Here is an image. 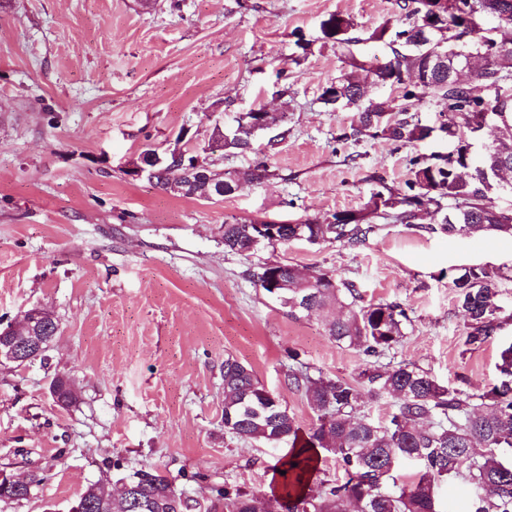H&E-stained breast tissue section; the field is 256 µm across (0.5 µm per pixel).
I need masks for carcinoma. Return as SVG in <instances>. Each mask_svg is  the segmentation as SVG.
I'll return each instance as SVG.
<instances>
[{"mask_svg":"<svg viewBox=\"0 0 512 512\" xmlns=\"http://www.w3.org/2000/svg\"><path fill=\"white\" fill-rule=\"evenodd\" d=\"M399 13L369 36L392 46V57L373 64L350 58L349 69L322 89L320 102L330 112L357 110L355 136L385 139L400 147L413 146L443 132L452 123L486 118L499 137L479 152L454 141L446 157L416 155L410 159L411 178L404 187L373 193L364 208L342 211L327 224H280L278 236L266 245L293 240L310 244L340 242L351 248L366 242L375 225L367 216L382 210L410 224L418 213L433 209L439 229L450 235L491 231L512 236V208H501L494 197L512 184L501 183L512 170V0H399ZM353 20L331 13L322 20V40L336 45L353 42ZM486 55L489 64L469 83L458 81L469 56ZM373 74V83L402 89L403 116H392L389 101L370 95L359 72ZM427 97L446 103L448 120L437 128L408 114ZM260 110L247 113L224 129V150L244 154L262 128ZM270 176L267 165L256 163L239 175H224V195L235 192L240 181L260 183ZM453 206L442 212L441 201ZM256 224H224V250L241 256L252 253L250 234ZM288 287L275 298L296 320L335 308L339 314L324 325L336 343L370 358L359 379L330 378L318 373L291 371L288 378L302 388L316 414L308 436L300 435L296 419L282 403L264 398V387L241 362L224 360V428L244 439L285 445L279 459L282 498L288 512H348L352 501L363 512H439L437 489L462 477L470 488V512H512V461L500 449L512 448V343L502 347L497 383L486 393L466 394L445 386L414 363L378 367L375 360L404 339L411 319L397 302L363 304L354 283L322 271L305 273L292 264L277 263ZM499 275L482 266H469L453 278L457 307L468 329L466 343H485L499 336ZM390 395L394 411L383 421L361 414L365 396ZM336 458L345 480L313 481L320 451ZM413 467L402 478L398 471ZM129 497L114 498L104 487L90 485L84 512H188L183 498L165 477L137 471L127 482ZM224 512H266L263 498L241 491H224Z\"/></svg>","mask_w":512,"mask_h":512,"instance_id":"obj_1","label":"carcinoma"}]
</instances>
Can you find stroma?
Segmentation results:
<instances>
[{"mask_svg": "<svg viewBox=\"0 0 512 512\" xmlns=\"http://www.w3.org/2000/svg\"><path fill=\"white\" fill-rule=\"evenodd\" d=\"M395 0H0V324L51 310L59 332L43 358L0 365V471L43 482L0 512H69L90 484L119 491L137 471L165 475L190 512H224L221 490L268 499L282 449L224 428V361L252 370L302 431L316 416L288 383L290 353L330 377L357 379L366 358L295 320L250 279L279 261L355 283L364 301L411 318L387 362H410L443 385L480 394L512 342V238L451 237L430 214L377 219L366 243L224 250V223L321 224L403 187L410 157L444 155L436 136L400 148L351 139L355 109L325 111L323 87L348 53L384 62L367 36ZM349 15L352 51L321 40L328 14ZM304 37L308 49L296 44ZM286 113V133L257 153L217 152L214 169L265 161L271 175L213 199L176 197L129 163L145 147L204 146L215 124L254 108ZM479 265L500 277L497 341L470 344L451 279ZM77 401L59 405L53 378Z\"/></svg>", "mask_w": 512, "mask_h": 512, "instance_id": "obj_1", "label": "stroma"}]
</instances>
